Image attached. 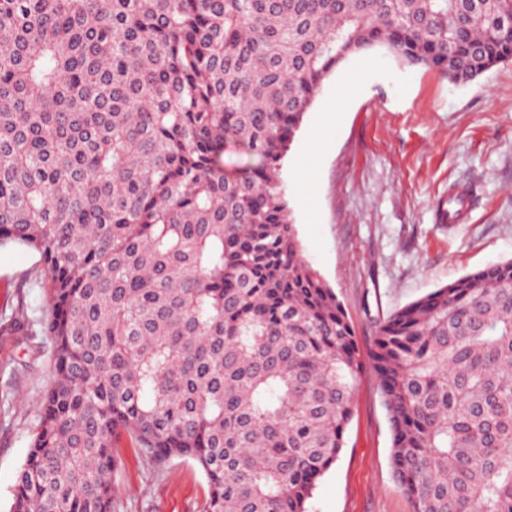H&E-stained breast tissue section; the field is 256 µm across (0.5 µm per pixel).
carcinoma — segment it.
Segmentation results:
<instances>
[{"label": "carcinoma", "instance_id": "carcinoma-1", "mask_svg": "<svg viewBox=\"0 0 512 512\" xmlns=\"http://www.w3.org/2000/svg\"><path fill=\"white\" fill-rule=\"evenodd\" d=\"M375 47L467 83L512 0H0V248L40 256L55 371L10 512H116L123 437L194 462L204 512H308L368 367L414 512H512V260L364 357L292 224L282 162Z\"/></svg>", "mask_w": 512, "mask_h": 512}]
</instances>
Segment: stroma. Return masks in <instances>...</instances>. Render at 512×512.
<instances>
[{"mask_svg":"<svg viewBox=\"0 0 512 512\" xmlns=\"http://www.w3.org/2000/svg\"><path fill=\"white\" fill-rule=\"evenodd\" d=\"M304 259L334 289L360 346L389 313L478 269L512 260V62L466 84L404 65L385 49L350 57L324 83L285 160ZM467 192L464 220L442 212ZM39 255L0 248V512L38 424L53 367L42 336L14 326L48 311ZM346 445L309 512H413L391 468L392 434L376 378L355 390ZM116 512H203L196 464H158L129 439L116 448Z\"/></svg>","mask_w":512,"mask_h":512,"instance_id":"obj_1","label":"stroma"}]
</instances>
